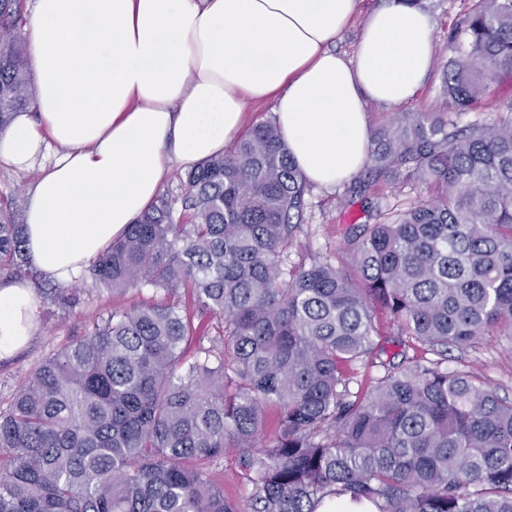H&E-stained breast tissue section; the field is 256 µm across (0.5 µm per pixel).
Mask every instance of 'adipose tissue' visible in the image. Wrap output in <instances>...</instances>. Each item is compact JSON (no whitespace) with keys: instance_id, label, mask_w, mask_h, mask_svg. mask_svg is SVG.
Here are the masks:
<instances>
[{"instance_id":"obj_1","label":"adipose tissue","mask_w":512,"mask_h":512,"mask_svg":"<svg viewBox=\"0 0 512 512\" xmlns=\"http://www.w3.org/2000/svg\"><path fill=\"white\" fill-rule=\"evenodd\" d=\"M359 0H34L33 112L0 131V162L40 170L26 198L30 264L61 284L151 208L172 165L223 153L246 101L274 98L303 177L331 187L369 153L366 104L398 106L433 62L429 17L388 0L354 59L329 50ZM29 282L0 286V352L35 326Z\"/></svg>"}]
</instances>
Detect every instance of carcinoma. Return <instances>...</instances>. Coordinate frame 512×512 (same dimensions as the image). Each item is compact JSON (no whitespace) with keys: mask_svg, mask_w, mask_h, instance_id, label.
Listing matches in <instances>:
<instances>
[{"mask_svg":"<svg viewBox=\"0 0 512 512\" xmlns=\"http://www.w3.org/2000/svg\"><path fill=\"white\" fill-rule=\"evenodd\" d=\"M17 11L0 0V130L33 104ZM448 41L445 109L370 136L369 179L429 194L365 201L372 223L347 235L356 277L288 266L310 188L273 120L188 170L180 212L164 201L128 226L90 277L166 300L100 318L0 410V512H512V400L444 367L450 348L512 340V99L488 102L512 75V0H477ZM483 107L492 118L461 122ZM26 265L0 206V267ZM182 288L224 317L191 356ZM230 449L241 505L208 470Z\"/></svg>","mask_w":512,"mask_h":512,"instance_id":"1","label":"carcinoma"}]
</instances>
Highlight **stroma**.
Masks as SVG:
<instances>
[{
  "instance_id": "obj_1",
  "label": "stroma",
  "mask_w": 512,
  "mask_h": 512,
  "mask_svg": "<svg viewBox=\"0 0 512 512\" xmlns=\"http://www.w3.org/2000/svg\"><path fill=\"white\" fill-rule=\"evenodd\" d=\"M474 0H422L421 8L429 16L435 47V63L423 86L401 108L377 103L367 106L370 129H377L396 111L438 112L443 108L439 94L442 66L453 54L448 30L456 19L469 10ZM347 182L336 186L313 187L308 199V222L288 250L292 266L308 263L310 255H319L332 264L345 260L344 232L348 225L367 220L360 198L346 199ZM37 299L36 325L25 346L11 356L0 358V408H8L17 390L52 354L69 342L84 336L102 315L114 309H127L159 300V293L149 288H130L122 292L96 285L84 277L73 283L74 305L51 301V280L32 279ZM448 366L455 370H472L497 389L500 396L512 399V341L490 336L477 348L448 353Z\"/></svg>"
}]
</instances>
